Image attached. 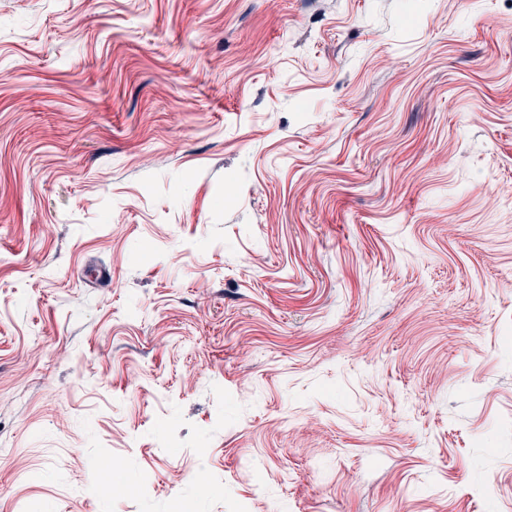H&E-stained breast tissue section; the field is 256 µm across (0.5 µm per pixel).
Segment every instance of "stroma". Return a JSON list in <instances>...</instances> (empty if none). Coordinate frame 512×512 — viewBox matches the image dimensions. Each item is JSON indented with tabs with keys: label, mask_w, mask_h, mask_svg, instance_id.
<instances>
[{
	"label": "stroma",
	"mask_w": 512,
	"mask_h": 512,
	"mask_svg": "<svg viewBox=\"0 0 512 512\" xmlns=\"http://www.w3.org/2000/svg\"><path fill=\"white\" fill-rule=\"evenodd\" d=\"M0 512H512V0H0Z\"/></svg>",
	"instance_id": "1"
}]
</instances>
